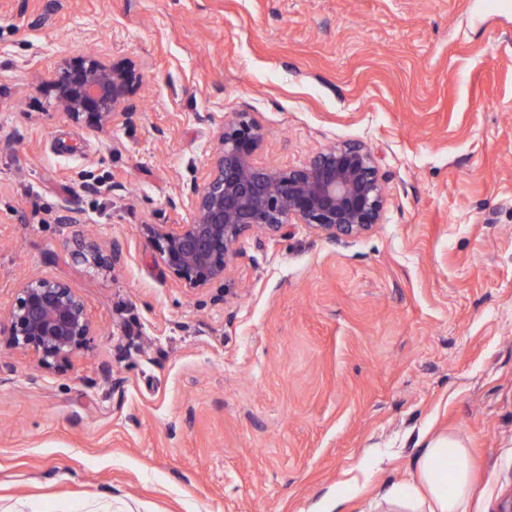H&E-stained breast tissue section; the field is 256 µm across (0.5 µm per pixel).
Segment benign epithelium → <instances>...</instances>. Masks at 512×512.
Wrapping results in <instances>:
<instances>
[{"instance_id": "benign-epithelium-1", "label": "benign epithelium", "mask_w": 512, "mask_h": 512, "mask_svg": "<svg viewBox=\"0 0 512 512\" xmlns=\"http://www.w3.org/2000/svg\"><path fill=\"white\" fill-rule=\"evenodd\" d=\"M138 86L135 70L81 55L61 64L50 89L67 115L103 126ZM263 137L247 113L224 124L211 167L193 189L191 222L144 225L162 264L185 282L201 287L224 276L237 243L256 229L277 234L309 224L336 241L380 223L385 187L366 145L334 144L307 165L284 170L255 161ZM7 321L0 337L46 366L66 361L91 334L82 299L67 283L47 278L20 286Z\"/></svg>"}]
</instances>
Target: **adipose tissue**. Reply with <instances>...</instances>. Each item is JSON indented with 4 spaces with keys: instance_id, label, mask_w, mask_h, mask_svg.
Masks as SVG:
<instances>
[{
    "instance_id": "1",
    "label": "adipose tissue",
    "mask_w": 512,
    "mask_h": 512,
    "mask_svg": "<svg viewBox=\"0 0 512 512\" xmlns=\"http://www.w3.org/2000/svg\"><path fill=\"white\" fill-rule=\"evenodd\" d=\"M386 512H469V455L453 436L427 441L415 460L409 483L391 485L382 495Z\"/></svg>"
}]
</instances>
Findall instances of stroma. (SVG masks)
I'll use <instances>...</instances> for the list:
<instances>
[{
  "label": "stroma",
  "mask_w": 512,
  "mask_h": 512,
  "mask_svg": "<svg viewBox=\"0 0 512 512\" xmlns=\"http://www.w3.org/2000/svg\"><path fill=\"white\" fill-rule=\"evenodd\" d=\"M135 66L96 128L49 85ZM255 159L374 153L382 221L241 239L203 288L143 227L186 224L224 122ZM79 221L65 223L69 212ZM115 267L75 259L80 245ZM66 282L93 334L0 343V512H380L423 440L463 439L470 512L512 492V0H0V316Z\"/></svg>",
  "instance_id": "obj_1"
}]
</instances>
